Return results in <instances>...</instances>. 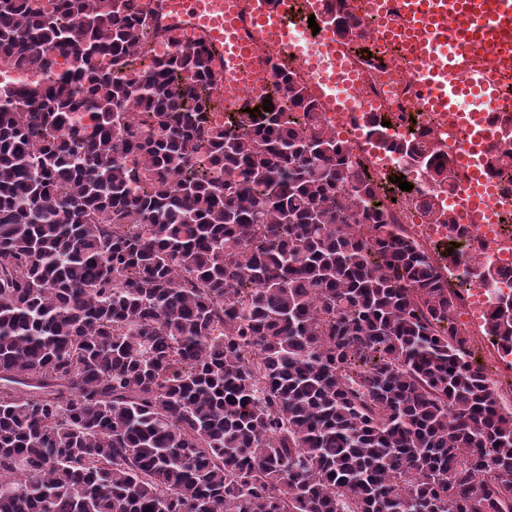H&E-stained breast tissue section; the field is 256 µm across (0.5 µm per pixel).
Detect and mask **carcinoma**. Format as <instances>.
Returning <instances> with one entry per match:
<instances>
[{
    "label": "carcinoma",
    "mask_w": 512,
    "mask_h": 512,
    "mask_svg": "<svg viewBox=\"0 0 512 512\" xmlns=\"http://www.w3.org/2000/svg\"><path fill=\"white\" fill-rule=\"evenodd\" d=\"M2 68L0 512H512V406L295 73L213 126L210 52L138 0H0ZM392 149L454 223L452 160Z\"/></svg>",
    "instance_id": "obj_1"
}]
</instances>
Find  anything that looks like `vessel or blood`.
<instances>
[{"instance_id": "vessel-or-blood-1", "label": "vessel or blood", "mask_w": 512, "mask_h": 512, "mask_svg": "<svg viewBox=\"0 0 512 512\" xmlns=\"http://www.w3.org/2000/svg\"><path fill=\"white\" fill-rule=\"evenodd\" d=\"M370 13H389V39L409 45L429 111L459 125H483L480 113H458L461 98L487 101L496 78L512 73V0H367ZM160 21L190 32L210 51L216 92L241 110L240 82L267 75L266 54L296 53L288 20L307 15L308 0H153Z\"/></svg>"}]
</instances>
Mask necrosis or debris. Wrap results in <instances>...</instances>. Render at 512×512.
<instances>
[{
    "label": "necrosis or debris",
    "instance_id": "4bbe7bcc",
    "mask_svg": "<svg viewBox=\"0 0 512 512\" xmlns=\"http://www.w3.org/2000/svg\"><path fill=\"white\" fill-rule=\"evenodd\" d=\"M369 34L370 53L345 46L336 67L335 97L321 99V117L344 143L353 164L372 176L379 199L386 204L394 222L403 225L408 239L427 247L447 244V225L427 221L414 201V189L426 185L424 176L414 170L405 171L390 143L410 131H423L435 148L453 158L461 151L467 135L459 126L442 122L435 113L425 110L412 67L403 65L400 47L384 40L381 27H370ZM498 103L504 109L498 117L501 133L488 135L474 157V167L482 171L492 197L486 212L472 215L469 222L463 223L464 234L457 240L455 260L441 265L449 288L461 291L458 312L466 325L476 329L488 324L500 297H512V181L500 178L488 165L491 150L504 147L502 134L512 129V82ZM362 109L388 121L386 139L364 133L358 115ZM400 177L411 184V191H400L396 183ZM473 254L486 256L498 269L495 282H485L474 272L468 284H461V274Z\"/></svg>",
    "mask_w": 512,
    "mask_h": 512
}]
</instances>
